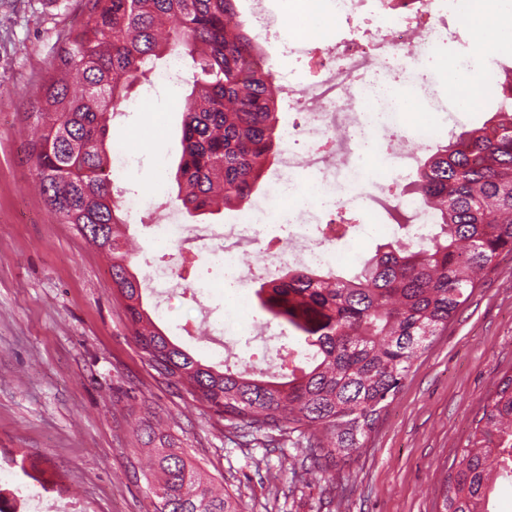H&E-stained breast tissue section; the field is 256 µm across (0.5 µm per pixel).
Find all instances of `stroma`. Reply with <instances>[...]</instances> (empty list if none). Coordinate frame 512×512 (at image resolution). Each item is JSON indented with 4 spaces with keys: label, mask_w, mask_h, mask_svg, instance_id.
<instances>
[{
    "label": "stroma",
    "mask_w": 512,
    "mask_h": 512,
    "mask_svg": "<svg viewBox=\"0 0 512 512\" xmlns=\"http://www.w3.org/2000/svg\"><path fill=\"white\" fill-rule=\"evenodd\" d=\"M275 39L264 45L272 72L306 73L284 53L289 39L347 38L336 9L322 0H267ZM85 16L84 0H0V472L21 455L66 474L65 490L91 512H153L147 449L136 431L158 417L185 458L239 498L244 512H436L448 469L466 444L481 407L512 373V254L483 279L469 302L414 361L381 412L363 448L337 461L335 483L305 470L287 433L274 442L241 447L233 429L170 384L143 359L117 298L110 262L68 224L59 223L34 178L30 126L39 89L61 40ZM494 67L484 68L481 104L458 113L464 127L481 125L496 109L493 90L512 69V31L501 34ZM477 40L437 43L424 57L436 78L438 109L420 115L433 145L451 128L448 69L464 64ZM177 66L182 83L135 94L113 118L107 144L132 147L138 158L123 181L132 193L156 184L175 187L181 154L179 105L193 68ZM150 217H132L126 230L132 268L145 262L178 266L176 252L157 251ZM160 328L182 348L210 363L206 340L190 341L177 324L193 311L190 294L168 310L146 299Z\"/></svg>",
    "instance_id": "35a3bbf8"
}]
</instances>
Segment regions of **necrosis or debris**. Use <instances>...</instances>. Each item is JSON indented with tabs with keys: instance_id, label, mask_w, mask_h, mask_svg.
<instances>
[{
	"instance_id": "necrosis-or-debris-1",
	"label": "necrosis or debris",
	"mask_w": 512,
	"mask_h": 512,
	"mask_svg": "<svg viewBox=\"0 0 512 512\" xmlns=\"http://www.w3.org/2000/svg\"><path fill=\"white\" fill-rule=\"evenodd\" d=\"M342 19L350 36L336 45L322 48L308 38L295 39L290 54L308 59L313 71L304 81L278 76L277 101L282 110L298 113L296 141L281 149L279 168L272 182L292 179L306 172L318 196H335L340 207L365 202L368 209L386 211L392 219L387 232H395L406 209L407 187L395 194L381 193L374 169L363 164L365 146L371 145L375 130L386 129L381 147L390 166H413L424 146L423 137H409L390 131V118L397 107L388 92L408 90L417 110L432 105L435 90L421 61L437 37L457 39L448 17L437 10L434 0H344ZM368 20L361 29L360 20ZM163 193L128 196L123 205L128 213H151L155 242L164 249H177L188 262L207 257L228 269L224 284L243 301H250L257 271L279 270L284 265L333 266L337 251L351 248L371 229L365 224L318 223L315 203H289L280 207L278 218L286 223V235L270 236L262 224L243 216H230L220 224H183L176 210L163 203ZM254 253L244 263L246 253ZM192 294L197 306L181 326L192 333L204 324L209 335L222 345L236 344L242 333V310L214 307L204 300V286L196 283ZM14 512H81L76 501L49 499L27 484L9 486Z\"/></svg>"
}]
</instances>
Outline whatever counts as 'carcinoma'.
I'll return each mask as SVG.
<instances>
[{
    "mask_svg": "<svg viewBox=\"0 0 512 512\" xmlns=\"http://www.w3.org/2000/svg\"><path fill=\"white\" fill-rule=\"evenodd\" d=\"M86 17L57 52L34 113V172L49 210L112 258V282L134 343L152 369L228 427L256 442L270 430L297 434L302 463L359 452L426 343L448 328L480 279L512 253V81L481 126L451 133L419 161L412 194L432 227L413 250L377 247L352 276L288 266L255 291L260 306L302 350L293 369L220 371L175 345L145 308L119 225L128 223L111 178L108 122L156 60L188 57L175 173L178 211L194 219L251 202L280 141L276 87L236 0H85ZM157 485L154 512H243L168 437L148 424ZM44 492L61 481L17 462ZM512 480V375L487 398L450 466L437 512H489L496 484Z\"/></svg>",
    "mask_w": 512,
    "mask_h": 512,
    "instance_id": "carcinoma-1",
    "label": "carcinoma"
}]
</instances>
